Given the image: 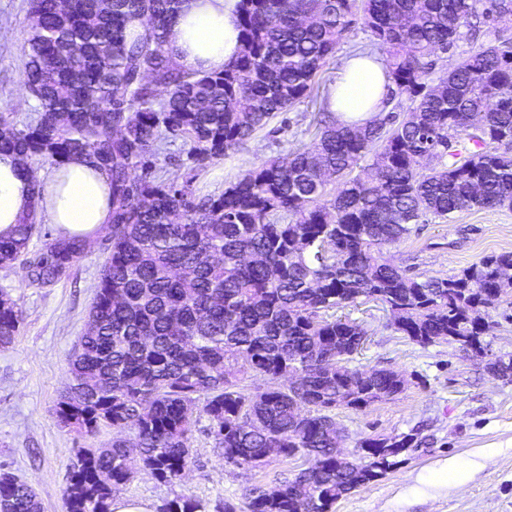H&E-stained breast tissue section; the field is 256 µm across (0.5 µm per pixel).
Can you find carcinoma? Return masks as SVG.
<instances>
[{"label": "carcinoma", "instance_id": "cac0c4a2", "mask_svg": "<svg viewBox=\"0 0 512 512\" xmlns=\"http://www.w3.org/2000/svg\"><path fill=\"white\" fill-rule=\"evenodd\" d=\"M501 3L241 0L240 55L203 72L177 63L168 47L179 0H29L22 75L37 105L25 120L0 114V153L33 174L38 163L86 158L111 190L110 246L55 412L88 435L107 425L115 436L78 449L67 512H112L136 468L181 482L201 417L228 465L304 459L293 477L250 489L243 512H334L398 464L415 435L391 451L367 438L356 456L336 457L345 432L333 411L403 388L392 370L366 378L351 366L363 328L336 310L365 297L385 304L394 330L421 345L479 342L512 253L418 279L384 249L427 215L512 207V37L494 26ZM478 16L490 24L484 40L430 78L437 51L475 41ZM134 20L143 32L129 27ZM357 24L382 53L391 110L342 125L314 84ZM307 100L319 104L312 140L218 194L201 195L194 178L171 181L157 167L180 140L187 167L203 172ZM42 191L32 178L26 216L0 236V266L26 262L44 288L95 241L60 235L28 257ZM20 323L0 290L1 349ZM252 377L265 384L247 385ZM303 479L313 484L307 500L296 491ZM0 512L42 506L32 485L0 470ZM161 512L205 510L178 496Z\"/></svg>", "mask_w": 512, "mask_h": 512}]
</instances>
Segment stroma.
Wrapping results in <instances>:
<instances>
[{
  "label": "stroma",
  "instance_id": "obj_1",
  "mask_svg": "<svg viewBox=\"0 0 512 512\" xmlns=\"http://www.w3.org/2000/svg\"><path fill=\"white\" fill-rule=\"evenodd\" d=\"M28 8V0H0V112L21 119L35 107L22 77ZM307 110L303 104L280 115L200 173L196 186L205 194L220 191L242 171L287 156L292 144L309 139ZM108 237L99 233L97 249L50 288L30 284L22 264L0 266V289L11 293L22 312L14 343L0 349V465L33 485L43 512H65L63 493L78 449L113 436L108 427L78 433L55 413L71 383L68 359L86 328ZM505 252H512V208L462 211L448 220L424 217L386 255L425 278L452 276ZM343 313L369 334L354 366L385 367L406 379L392 399L358 410L337 408L336 420L348 434L345 451L366 438L407 433L417 434L421 444L402 453L383 477L340 500L336 512H512V382L486 368L487 360L512 357V308L490 311L489 329L480 338L483 360L466 357L452 341L423 346L410 340L390 327L380 303L360 299ZM191 446L194 464L184 481L163 485L140 471L122 496L147 503L151 512L182 495L211 510L227 500L240 506L247 489L292 476L303 464L299 457L248 470L225 464L205 419L194 427Z\"/></svg>",
  "mask_w": 512,
  "mask_h": 512
}]
</instances>
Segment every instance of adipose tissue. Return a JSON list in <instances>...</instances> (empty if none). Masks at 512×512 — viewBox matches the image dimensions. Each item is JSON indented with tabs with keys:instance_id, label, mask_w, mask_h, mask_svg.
Instances as JSON below:
<instances>
[{
	"instance_id": "adipose-tissue-1",
	"label": "adipose tissue",
	"mask_w": 512,
	"mask_h": 512,
	"mask_svg": "<svg viewBox=\"0 0 512 512\" xmlns=\"http://www.w3.org/2000/svg\"><path fill=\"white\" fill-rule=\"evenodd\" d=\"M173 57L190 69L220 71L240 49L239 0H180L170 32ZM388 80L382 60L346 58L336 76L329 109L339 121L364 123L386 106ZM31 176L10 154H0V235L28 209ZM106 174L81 159L53 168L44 180L37 213L66 235L95 236L110 216Z\"/></svg>"
}]
</instances>
